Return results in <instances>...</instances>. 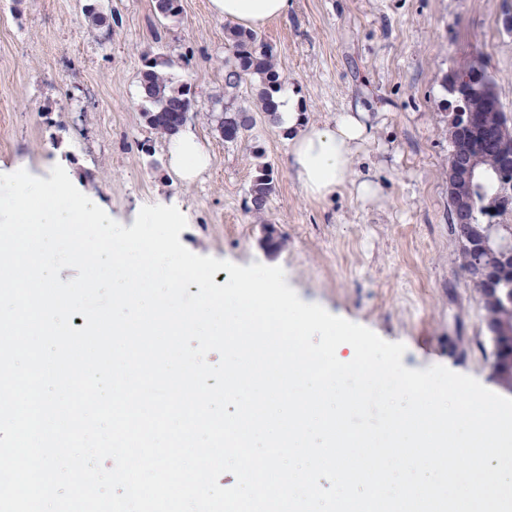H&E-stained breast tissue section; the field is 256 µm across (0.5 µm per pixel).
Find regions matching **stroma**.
Listing matches in <instances>:
<instances>
[{"label": "stroma", "mask_w": 512, "mask_h": 512, "mask_svg": "<svg viewBox=\"0 0 512 512\" xmlns=\"http://www.w3.org/2000/svg\"><path fill=\"white\" fill-rule=\"evenodd\" d=\"M88 0H0V172L72 171L84 190L132 226L142 206L177 207L191 252L247 266L282 267L300 299L406 347L402 363L442 365L500 392L480 296L460 266L448 211L447 75L483 60L512 116V0H292L286 18L260 27L278 54L284 89L309 120L363 110L373 139L352 168L379 189L358 200L340 190L307 197L288 137L258 120L227 143L209 120L224 97V23L210 0H180L157 18L152 0H100L107 18L87 24ZM160 49L190 84L186 127L211 155L189 187L176 182L166 142L141 116V54ZM278 183L267 211L247 210L254 148ZM284 245L269 252L263 225Z\"/></svg>", "instance_id": "1"}]
</instances>
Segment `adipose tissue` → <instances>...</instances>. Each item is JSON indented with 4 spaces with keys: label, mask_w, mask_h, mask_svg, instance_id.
Returning <instances> with one entry per match:
<instances>
[{
    "label": "adipose tissue",
    "mask_w": 512,
    "mask_h": 512,
    "mask_svg": "<svg viewBox=\"0 0 512 512\" xmlns=\"http://www.w3.org/2000/svg\"><path fill=\"white\" fill-rule=\"evenodd\" d=\"M225 19L255 29L268 20L287 16L290 0H210ZM278 125L287 131L295 175L308 197L321 199L349 189L362 201L376 198L374 183L355 177L351 164L372 138L363 112L340 113L335 122L309 121L294 94H279ZM170 167L183 184H191L209 165V156L196 136L182 130L167 143Z\"/></svg>",
    "instance_id": "adipose-tissue-1"
}]
</instances>
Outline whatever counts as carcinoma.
<instances>
[{"label":"carcinoma","mask_w":512,"mask_h":512,"mask_svg":"<svg viewBox=\"0 0 512 512\" xmlns=\"http://www.w3.org/2000/svg\"><path fill=\"white\" fill-rule=\"evenodd\" d=\"M153 9L160 18L175 17L180 12L179 0H153ZM224 49L225 87L237 89L247 85L255 90L260 111L272 122H277L275 95L281 91V81L275 48L258 31L228 23L224 25ZM172 66V60L147 50L142 53V67L138 74L144 102V122L156 135L165 139L179 130L173 112L193 106L190 86L186 83L174 84L168 72ZM211 118L215 123V131L228 142L246 137L256 122L253 111L237 104L233 97L225 99L224 109L211 114ZM507 120L504 110L492 107L484 112L473 113L462 131L467 135L474 129H492ZM483 151L486 156L482 169L490 175V179L482 182L483 195L477 196L468 230L473 234L478 230L493 228L500 239H512V224L504 223L505 217L512 216V198L501 201L493 213L486 207L496 191L500 177L512 181V170L498 175L497 158L490 148L485 147ZM256 158L258 163L248 188L249 210L261 215L275 192L277 176L274 166L264 159V155L258 154ZM460 256L462 269L480 292L485 315L506 322L512 332V263L505 266L495 259L486 261L487 275L497 279L500 287L499 294L492 298L485 292L483 276L474 271L470 252L463 248Z\"/></svg>","instance_id":"carcinoma-1"}]
</instances>
